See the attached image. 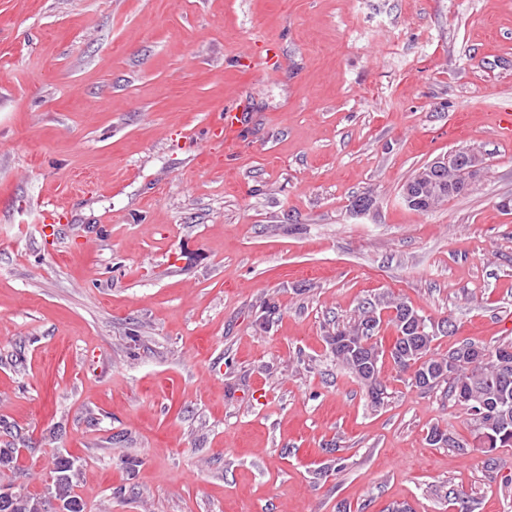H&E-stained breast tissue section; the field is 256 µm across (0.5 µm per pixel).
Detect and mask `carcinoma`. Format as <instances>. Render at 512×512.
Wrapping results in <instances>:
<instances>
[{"mask_svg": "<svg viewBox=\"0 0 512 512\" xmlns=\"http://www.w3.org/2000/svg\"><path fill=\"white\" fill-rule=\"evenodd\" d=\"M418 202L411 208L430 212L438 205L464 194L468 186L448 190V173L438 171L428 181L412 175L406 182ZM390 310L389 322L396 336L389 350L374 341L381 322V309ZM352 323L336 329L328 340L336 361L343 364L364 386L372 406L386 398V385L380 378L379 362L389 354L397 369L408 375V383L425 392L446 386V394L459 404L482 406V413H467L472 426V442L457 440L450 432L435 426L429 438L443 442L465 454L479 448L494 464L493 453L512 447V342L496 346L463 343L443 355L435 351L438 335L432 320L421 316L401 300L368 299L358 308ZM29 449L24 436L14 433L12 442L0 448V475L11 473L10 480L0 481V512H85V504L73 492L80 467L78 460L59 455L53 462L51 491L31 497L14 491L20 478L37 479L39 474L18 467L20 449Z\"/></svg>", "mask_w": 512, "mask_h": 512, "instance_id": "cac0c4a2", "label": "carcinoma"}]
</instances>
